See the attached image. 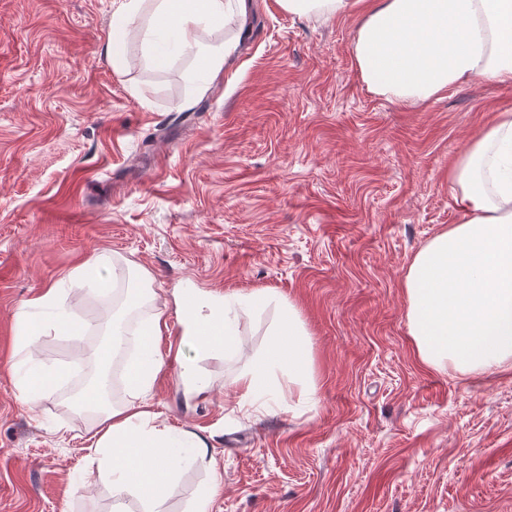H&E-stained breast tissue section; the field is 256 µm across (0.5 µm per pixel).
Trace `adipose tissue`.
Masks as SVG:
<instances>
[{
	"instance_id": "obj_1",
	"label": "adipose tissue",
	"mask_w": 512,
	"mask_h": 512,
	"mask_svg": "<svg viewBox=\"0 0 512 512\" xmlns=\"http://www.w3.org/2000/svg\"><path fill=\"white\" fill-rule=\"evenodd\" d=\"M288 13L346 17L358 15L353 41L355 69L367 88L396 103H425L448 89L482 78L512 86V0H277ZM252 0H123L112 16L104 54L115 71L126 64L124 46L139 24L149 53L163 57L169 39L202 64L216 81L229 63L235 42L206 45L200 26L238 20L245 36ZM451 197L463 218L416 253L403 278L409 334L420 361L430 367L481 373L512 368V110L496 113L448 170ZM257 292L225 295L217 305L200 298L175 299L185 340L198 350H230L238 343L233 313L262 301ZM167 325L157 311L144 326L136 360L128 363L129 388L148 392L165 361L156 339ZM287 369L289 382L311 373L306 333L294 306H283L264 364L244 374L245 398L267 394L266 381ZM92 387L81 395L84 411L97 414L93 450L109 470L116 498L113 512H125L132 495L158 512L175 470L205 457L206 441L190 431L154 425L150 412L117 406Z\"/></svg>"
}]
</instances>
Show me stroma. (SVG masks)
<instances>
[{"instance_id": "35a3bbf8", "label": "stroma", "mask_w": 512, "mask_h": 512, "mask_svg": "<svg viewBox=\"0 0 512 512\" xmlns=\"http://www.w3.org/2000/svg\"><path fill=\"white\" fill-rule=\"evenodd\" d=\"M121 0H0V512H113L112 481L91 471L96 419L71 393L126 326L112 291L68 280L107 257L141 290L137 335L185 288L239 311L240 347L197 353L169 316L176 357L121 405L193 431L161 506L192 512H512V370L477 376L423 365L401 286L414 255L459 223L448 168L512 88L483 79L425 104L372 93L352 60L357 18L299 17L253 0L249 33L216 87L171 52L147 57L139 32L115 72L103 54ZM58 288L81 321L44 330L32 301ZM311 347L314 394L288 375L275 400L245 401L238 378L267 353L282 303ZM40 331L30 348L15 325ZM209 382L186 396L181 360ZM67 373L36 402L16 385L33 365ZM86 479L72 493L71 485Z\"/></svg>"}]
</instances>
